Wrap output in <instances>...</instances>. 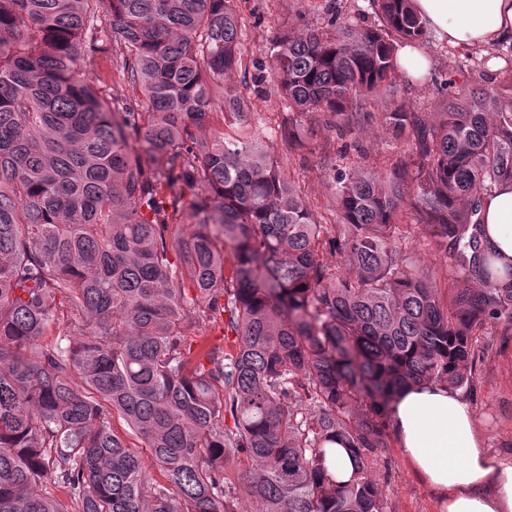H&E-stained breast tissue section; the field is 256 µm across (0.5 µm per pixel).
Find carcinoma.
<instances>
[{
    "label": "carcinoma",
    "mask_w": 512,
    "mask_h": 512,
    "mask_svg": "<svg viewBox=\"0 0 512 512\" xmlns=\"http://www.w3.org/2000/svg\"><path fill=\"white\" fill-rule=\"evenodd\" d=\"M234 2L0 0V512H236L224 462L242 456L253 512H384L368 470L399 391L471 386L473 337L512 324L480 217L512 182V60L413 112L394 85L399 45L426 35L411 0H372L378 26L277 36L288 112L409 144L331 165L321 224L232 83ZM100 56L145 110L100 95L82 70ZM275 135L307 143L291 118ZM417 228L463 287L406 262ZM203 322L233 344L194 353ZM326 448L330 460L329 471L338 482L347 483L357 469L355 458L341 443H330Z\"/></svg>",
    "instance_id": "cac0c4a2"
}]
</instances>
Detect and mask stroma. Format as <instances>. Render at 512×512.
<instances>
[{
  "label": "stroma",
  "mask_w": 512,
  "mask_h": 512,
  "mask_svg": "<svg viewBox=\"0 0 512 512\" xmlns=\"http://www.w3.org/2000/svg\"><path fill=\"white\" fill-rule=\"evenodd\" d=\"M240 18V39L244 50V69L234 83L248 99L249 109L266 127H274L287 117L272 83L255 91L253 78L268 71L266 50L273 37L287 30L329 29L332 17L355 25L374 26L379 17L371 0H236ZM430 59L427 74L421 79L397 73L395 84L404 104L415 112L436 111L450 82L467 87L480 82L484 71L503 67L504 57L512 56V46L485 49H458L426 35L419 42ZM297 123L314 129V146L310 149L288 147L280 138L269 143L272 156L280 161L290 178L299 183L309 198L325 199L327 160L340 149L341 143L322 127L318 113L298 116ZM359 151L349 152L350 161L366 157L368 162L403 156L407 144L389 142L376 126H369L358 137ZM473 386L461 393L472 405L477 426L491 455H512V325L488 323L474 345ZM370 475L384 494V512H437L432 490L414 473L398 446H390L374 460Z\"/></svg>",
  "instance_id": "obj_1"
}]
</instances>
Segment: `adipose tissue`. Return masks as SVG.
<instances>
[{
    "mask_svg": "<svg viewBox=\"0 0 512 512\" xmlns=\"http://www.w3.org/2000/svg\"><path fill=\"white\" fill-rule=\"evenodd\" d=\"M426 29L461 48L512 42V0H412ZM488 251L512 266V182L481 202ZM391 428L414 472L436 493L439 512H512V457L489 453L470 403L447 386L408 387Z\"/></svg>",
    "mask_w": 512,
    "mask_h": 512,
    "instance_id": "1",
    "label": "adipose tissue"
}]
</instances>
